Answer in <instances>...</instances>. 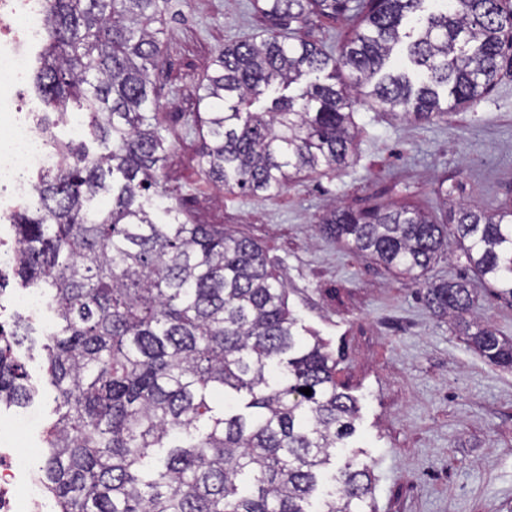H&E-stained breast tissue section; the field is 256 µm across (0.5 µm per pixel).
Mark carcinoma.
<instances>
[{
  "mask_svg": "<svg viewBox=\"0 0 512 512\" xmlns=\"http://www.w3.org/2000/svg\"><path fill=\"white\" fill-rule=\"evenodd\" d=\"M167 0H48V38L33 85L52 139L71 103L84 143L58 142L37 202L16 213L13 273L49 296L47 338L59 394L41 467L62 512H366L373 478L340 455L358 400L337 361L302 336L265 250L222 224H190L161 183L170 144L151 98ZM290 25L224 46L198 86L199 164L208 183L256 199L301 176L340 171L355 149L352 99L399 122L432 123L477 104L512 48L503 0H255ZM347 15L334 55L291 36L309 16ZM406 43L410 67L387 69ZM313 75L301 93L262 103ZM112 193V208L92 201ZM321 237L408 279L433 314L489 363L512 369V337L474 316L466 280L426 275L453 237L459 255L512 303V208L459 206L437 223L418 207L335 208ZM0 331V404L28 399ZM309 387L307 396L300 389Z\"/></svg>",
  "mask_w": 512,
  "mask_h": 512,
  "instance_id": "cac0c4a2",
  "label": "carcinoma"
}]
</instances>
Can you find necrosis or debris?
Instances as JSON below:
<instances>
[{"label":"necrosis or debris","mask_w":512,"mask_h":512,"mask_svg":"<svg viewBox=\"0 0 512 512\" xmlns=\"http://www.w3.org/2000/svg\"><path fill=\"white\" fill-rule=\"evenodd\" d=\"M47 35V0H0V223L9 224L20 205L36 195L35 174L57 162L55 143L23 104ZM57 501L17 436L0 447V512H57Z\"/></svg>","instance_id":"4bbe7bcc"}]
</instances>
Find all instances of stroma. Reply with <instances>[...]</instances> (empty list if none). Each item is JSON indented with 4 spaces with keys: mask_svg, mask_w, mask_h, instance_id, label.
<instances>
[{
    "mask_svg": "<svg viewBox=\"0 0 512 512\" xmlns=\"http://www.w3.org/2000/svg\"><path fill=\"white\" fill-rule=\"evenodd\" d=\"M254 0H167L163 61L154 72L159 116L172 142L163 184L193 224H221L260 242L288 285L300 327L338 360L336 379L359 403L348 442L374 475V512H496L512 502V371L487 364L427 308L406 280L324 239L312 228L335 204H413L445 222L458 205L512 206V65L492 90L445 121L403 124L360 100L357 145L340 172L292 182L261 200L208 184L199 167L197 88L230 43L271 30ZM351 24L311 17L299 36L338 51ZM449 196L440 201L439 182ZM22 325L13 352L38 424L24 441L44 447L55 392L43 349L51 309L8 307Z\"/></svg>",
    "mask_w": 512,
    "mask_h": 512,
    "instance_id": "stroma-1",
    "label": "stroma"
}]
</instances>
